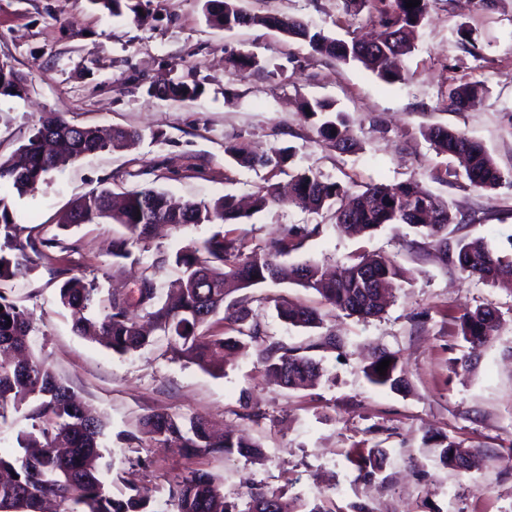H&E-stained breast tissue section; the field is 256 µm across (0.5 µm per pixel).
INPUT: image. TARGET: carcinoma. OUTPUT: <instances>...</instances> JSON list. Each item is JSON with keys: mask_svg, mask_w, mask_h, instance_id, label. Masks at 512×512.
<instances>
[{"mask_svg": "<svg viewBox=\"0 0 512 512\" xmlns=\"http://www.w3.org/2000/svg\"><path fill=\"white\" fill-rule=\"evenodd\" d=\"M377 4L376 34L338 39L313 30L302 20L277 14H249L236 5V0H204L207 22L218 28L259 26L307 43L313 52L342 63H358L380 81L392 85L404 75L391 67V59L407 54L412 45L409 34L423 23L431 0H419L416 7H405L408 0H343L344 11L356 13L362 5ZM229 64L238 71L264 70L254 56L233 53ZM26 79L11 66H0V95L22 96ZM163 93L173 100L191 98L197 86L169 78ZM481 86L465 83L448 90V109L463 112L482 98ZM308 116H322L320 137L347 151L355 146L351 129L341 115L330 116L333 105L325 101L306 102ZM426 135L435 148L453 158L469 187L495 190L512 183V175L504 173L493 156L464 133L443 126L430 127ZM139 137L135 130H116L104 137L92 127L70 124L61 115L45 113L34 133L13 155L0 158V184L8 183L23 196L33 191L47 175L65 160L116 149ZM226 154L239 164L256 163L276 171L286 162L284 151L254 158L244 148L231 146ZM280 200L276 188L268 185L256 192L253 206L262 210ZM288 201L313 210L325 209L341 231L364 233L382 226L407 224L421 236L431 240L445 260L471 277L488 280L512 289V253L490 250L483 241L448 238V226L465 221L448 202L431 194L415 181L395 186L373 185L351 194L337 182H327L310 172L293 179ZM248 217L235 196L226 194L211 203L188 200L178 206L170 203L166 193L152 187L131 191L120 201L106 189L93 190L78 197L63 215L60 226L69 228L108 219L122 226L125 233L112 239L111 256L128 259L132 247L149 241L159 224L181 228L188 224H235ZM296 235L287 231L268 249L249 253L235 239L218 232L200 245L177 251L171 261L179 270L169 284L174 294L171 301H161L155 273L142 272L131 294L100 296L93 281L70 277L59 288L61 304L71 310L74 331L90 337L118 355L136 351L149 343L158 332L168 337L175 356L201 367L213 357H224V351L235 350L260 339L259 324L251 319L245 306H224L234 290L252 288L280 278V258L299 247ZM40 250L34 242L22 239L21 228L4 198L0 197V283L7 282L32 269L31 254ZM296 285L314 291L327 305L348 316L362 319L380 316L386 306L388 290L401 277L395 260L381 255H362L354 262L336 269L328 277L322 268L305 261L291 270ZM143 313L150 324L145 328L129 316L131 306ZM280 320L297 327L315 328L322 318L316 309L282 301L275 304ZM225 311L224 319L238 325L235 336H218L201 331L208 321ZM499 323L493 308H478L459 317L463 339L473 351L489 342ZM33 331L30 312L8 299L0 291V416L11 406L25 411L31 430L17 436L19 451L9 457L0 456V470L10 474L0 482V512L24 509L41 512L47 498L58 500L62 512H158L150 500L140 493L121 497L112 495L106 474L111 464L103 462V424L83 405L77 403L66 384L53 372L46 360L27 345ZM279 356L269 364L277 380L289 389L314 385L322 377V369L312 358L298 355L280 346ZM390 360L381 375L377 366ZM369 379L381 386L401 392L407 382L391 353L380 354L369 366ZM145 433L164 446H176L187 456L201 452L217 455L238 454L251 458L260 454V445L230 433H216L202 417L180 419L165 414H152L143 419ZM467 449L452 441L442 444L439 461L459 471L469 469ZM385 452L381 448L359 449L352 463L364 479L375 477L383 468ZM168 496L176 502L178 512H290L288 503L276 493L249 489L237 501L224 498L215 480L204 472L177 475L168 482Z\"/></svg>", "mask_w": 512, "mask_h": 512, "instance_id": "1", "label": "carcinoma"}]
</instances>
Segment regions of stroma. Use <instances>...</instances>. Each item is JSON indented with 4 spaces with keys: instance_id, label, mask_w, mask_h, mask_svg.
<instances>
[{
    "instance_id": "35a3bbf8",
    "label": "stroma",
    "mask_w": 512,
    "mask_h": 512,
    "mask_svg": "<svg viewBox=\"0 0 512 512\" xmlns=\"http://www.w3.org/2000/svg\"><path fill=\"white\" fill-rule=\"evenodd\" d=\"M137 12L115 17L90 0H0V62L27 80L22 97L0 96V158L26 143L34 125L56 112L78 126L132 128L134 146L67 163L26 195L0 186L24 238L49 241L31 272L6 283L10 299L33 317L32 349L106 421L102 443L112 464V492L137 488L159 512H176L168 481L193 470L209 473L233 500L254 486L325 512H512V291L481 281L443 261L430 240L402 224L373 234L340 233L326 212L272 204L237 224L166 226L128 259H113L120 225L107 221L59 225L72 202L89 191L121 193L153 187L176 201L246 197L267 184H287L311 171L355 191L415 180L454 211L476 213L456 225L492 250L512 243V186L488 192L447 176L449 159L423 132L442 125L481 141L512 173V0H431L413 51L401 59L404 82L387 85L362 66L336 63L308 45L260 27H210L203 0H134ZM247 12L304 19L325 34L350 39L374 31L373 4L345 14L341 0H237ZM470 32L476 55L465 53L459 29ZM244 51L275 67V75L234 71L228 55ZM178 77L200 93L176 102L148 94L149 85ZM480 83L476 109L452 112L448 91ZM325 100L357 140L346 152L323 142L317 119L301 105ZM255 154L285 148L283 170L241 166L224 149ZM293 231L300 249L286 257L323 266L357 253L394 259L405 272L386 312L362 320L324 304L291 283H267L235 293L260 323L262 341L209 371L176 357L166 338L118 355L78 336L58 301L62 282L78 276L102 291L130 293L155 267L160 294L178 271L162 256L216 232L264 248ZM316 308L319 328L278 319L274 301ZM479 307L496 309L501 324L489 345L471 353L455 323ZM277 343L319 361L323 375L306 389H288L266 371V347ZM396 354L408 388L371 383L365 368L380 352ZM468 366H461V358ZM151 413L199 416L249 435L257 459L233 454L185 456L161 447L139 426ZM451 440L470 450L471 471L442 466L437 450ZM358 448H382L375 478H360L350 461Z\"/></svg>"
}]
</instances>
